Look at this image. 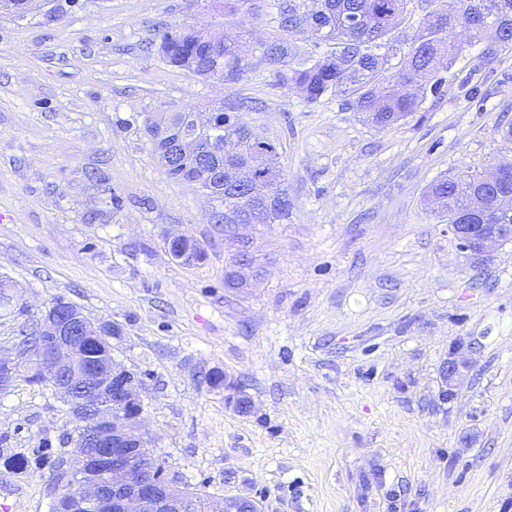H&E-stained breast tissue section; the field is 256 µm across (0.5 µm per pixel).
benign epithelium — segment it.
<instances>
[{"instance_id":"1","label":"benign epithelium","mask_w":512,"mask_h":512,"mask_svg":"<svg viewBox=\"0 0 512 512\" xmlns=\"http://www.w3.org/2000/svg\"><path fill=\"white\" fill-rule=\"evenodd\" d=\"M171 146L181 150L184 156L198 157V135L181 129L168 132ZM211 220L224 225V240L231 242L228 271L239 287L248 286L249 280L262 276L255 266L251 253V241L240 239L234 230L242 224L224 211L212 207ZM452 233L461 251L472 256L489 258L505 241H512V224H453ZM198 243L186 235L169 237V248L178 249L171 258L181 263L195 261ZM63 314H44L45 330L52 333V340L39 342L20 350L16 343L0 348V392L9 388L17 376L21 361L37 364L40 373L53 391L59 394L77 419L93 415L92 430L86 434L85 445L92 455L109 462L111 471L106 483L81 480L77 484L78 495L93 512H101L110 506L112 512H184L189 497L185 487L175 476L168 474L159 481L154 475L140 474L128 463L141 448L148 447L147 435L142 432L145 405L139 387L138 374L112 360V366L102 367L90 373L77 371L82 356L83 339L99 335L102 322L92 321L74 303H65ZM216 387L224 390V401L237 412L252 408L251 398L243 386L228 375L210 373Z\"/></svg>"}]
</instances>
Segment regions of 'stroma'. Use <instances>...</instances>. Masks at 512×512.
<instances>
[{
	"label": "stroma",
	"instance_id": "stroma-1",
	"mask_svg": "<svg viewBox=\"0 0 512 512\" xmlns=\"http://www.w3.org/2000/svg\"><path fill=\"white\" fill-rule=\"evenodd\" d=\"M198 0H32L0 11V275L17 291L0 346L56 297L118 323L115 358L141 376L144 429L170 471L261 512H500L512 504V241L463 253L424 202L445 174L512 158V51L466 45L441 94L385 130L339 98L309 103L252 57L238 83L167 65L157 33ZM491 87L476 105L463 77ZM244 100L276 144L287 223L242 225L261 279L224 285L229 251L210 201L169 179L144 126ZM201 244L183 264L168 239ZM464 343L451 400L448 353ZM235 378L253 408L205 380ZM76 428L52 393H0V505L50 512L48 457Z\"/></svg>",
	"mask_w": 512,
	"mask_h": 512
}]
</instances>
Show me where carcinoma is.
Segmentation results:
<instances>
[{
    "label": "carcinoma",
    "instance_id": "cac0c4a2",
    "mask_svg": "<svg viewBox=\"0 0 512 512\" xmlns=\"http://www.w3.org/2000/svg\"><path fill=\"white\" fill-rule=\"evenodd\" d=\"M205 17L191 30L168 26L158 33L161 59L203 79L223 76L226 83L242 80L251 63L240 41L224 39L217 44L207 38L210 29L232 26L243 12L259 14L273 9L270 22L275 33L262 43V58L274 68L278 80L294 86L308 102L325 95L342 99L362 122L384 130L419 110L426 94L442 89L443 76L461 54L455 31L467 30L469 44H484L491 62L500 52L512 50V0H428L433 8L418 21L408 46L396 32L412 23V0H205ZM308 35L309 48L296 60L289 39ZM243 103H220L188 113L206 128L200 147L207 153L213 200L224 210L242 213L244 202L233 187L224 184V168L241 167L253 172L255 193L263 192L269 177L279 170L276 147L261 139L248 143L246 129L237 126L235 113ZM473 176L456 174L434 181L427 191L432 212L447 224H456L463 211L472 208V198L458 190L459 181ZM255 224H286L288 212L273 209L252 216ZM88 357L96 364L112 358V326L88 339ZM0 457L12 469L28 468L29 460L12 448H0ZM63 484L47 490L51 512H81L76 487L68 478L86 471L81 449L62 450L49 462Z\"/></svg>",
    "mask_w": 512,
    "mask_h": 512
}]
</instances>
